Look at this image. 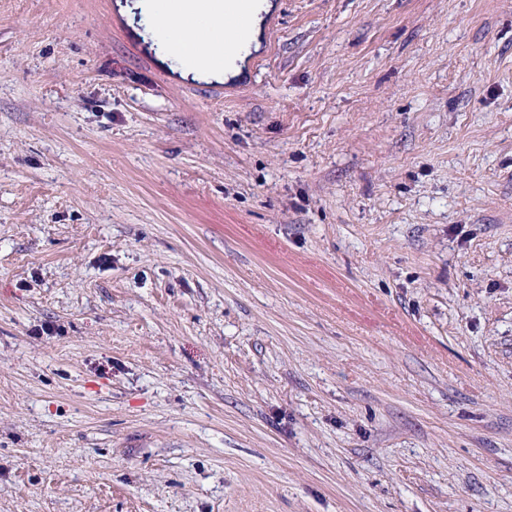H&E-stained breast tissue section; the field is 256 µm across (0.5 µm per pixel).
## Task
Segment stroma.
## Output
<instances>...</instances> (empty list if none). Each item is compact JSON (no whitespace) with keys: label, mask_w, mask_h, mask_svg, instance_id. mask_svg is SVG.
<instances>
[{"label":"stroma","mask_w":512,"mask_h":512,"mask_svg":"<svg viewBox=\"0 0 512 512\" xmlns=\"http://www.w3.org/2000/svg\"><path fill=\"white\" fill-rule=\"evenodd\" d=\"M272 2L0 0V512H512V0ZM257 7L251 20L250 4L251 0H161L162 7L157 13L158 19L163 22L168 17V22L164 29H161L160 39L165 44L169 55L179 61L184 66L181 72L182 77L187 78L192 75L197 80H224L228 74L237 76L241 72V67L233 72V64H224V57L233 55L239 44V37L242 35L251 22L249 31L243 37L248 42L245 51L251 44L254 50L260 47L259 37L261 35L259 13L264 10L269 12L272 3L267 0H257ZM215 3L223 4L221 16L224 20L230 17L233 20V26L229 29V36L224 41V22H215L208 17H201L192 22H186L179 16H183L187 21L193 20L201 14H208L218 9ZM171 16V17H170ZM200 46H208L215 51H219L224 46V57L218 59L212 55H200L186 59L188 54L193 55ZM233 72V73H232Z\"/></svg>","instance_id":"1"}]
</instances>
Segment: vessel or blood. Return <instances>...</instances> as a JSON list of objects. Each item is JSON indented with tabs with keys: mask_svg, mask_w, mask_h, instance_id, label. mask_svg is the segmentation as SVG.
<instances>
[{
	"mask_svg": "<svg viewBox=\"0 0 512 512\" xmlns=\"http://www.w3.org/2000/svg\"><path fill=\"white\" fill-rule=\"evenodd\" d=\"M161 4L158 18L162 21L175 14L190 21L198 15L214 11L231 18L233 26L224 41V53L228 56L236 52L239 37L251 22V0H161Z\"/></svg>",
	"mask_w": 512,
	"mask_h": 512,
	"instance_id": "vessel-or-blood-1",
	"label": "vessel or blood"
}]
</instances>
